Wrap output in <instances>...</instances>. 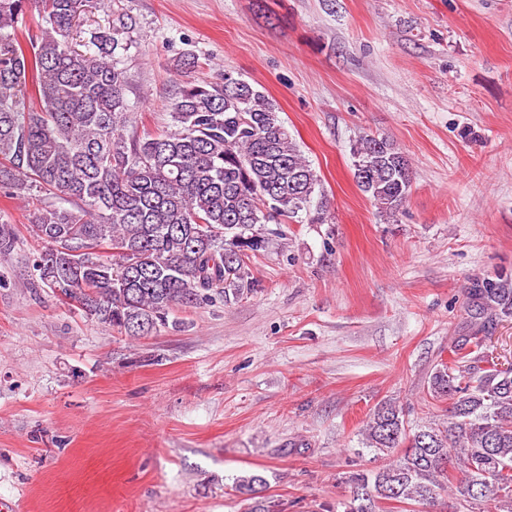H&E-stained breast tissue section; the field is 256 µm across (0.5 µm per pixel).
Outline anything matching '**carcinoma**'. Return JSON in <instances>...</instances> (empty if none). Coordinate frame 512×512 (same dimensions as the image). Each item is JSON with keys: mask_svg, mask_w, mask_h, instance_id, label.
<instances>
[{"mask_svg": "<svg viewBox=\"0 0 512 512\" xmlns=\"http://www.w3.org/2000/svg\"><path fill=\"white\" fill-rule=\"evenodd\" d=\"M93 2L0 0V189L41 202L29 225L44 245L40 282L138 340L168 326L176 307L253 293L246 259L268 248L264 223L304 214L326 224L329 200L276 103L228 72L192 77V53L170 102L172 128L139 136L118 29L83 37ZM352 157L359 189L398 221L411 187L406 156L366 135ZM17 241L0 224V254ZM466 308L471 331L428 378L446 417L411 426L403 406H376L362 444L381 465L348 476L347 512L426 506L444 494L449 512H512V365L485 352L486 326L512 319V274L469 278ZM264 485L254 474L235 491L251 500Z\"/></svg>", "mask_w": 512, "mask_h": 512, "instance_id": "obj_1", "label": "carcinoma"}]
</instances>
